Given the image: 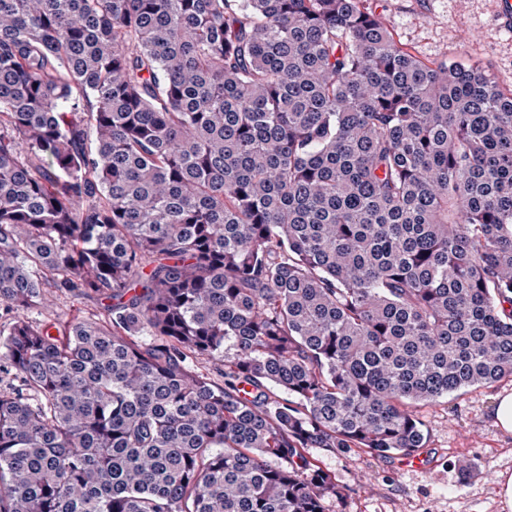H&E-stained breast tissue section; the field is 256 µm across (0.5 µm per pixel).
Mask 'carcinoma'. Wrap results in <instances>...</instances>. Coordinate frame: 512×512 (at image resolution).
<instances>
[{"instance_id":"cac0c4a2","label":"carcinoma","mask_w":512,"mask_h":512,"mask_svg":"<svg viewBox=\"0 0 512 512\" xmlns=\"http://www.w3.org/2000/svg\"><path fill=\"white\" fill-rule=\"evenodd\" d=\"M366 2L0 0V512H326L512 378V88ZM53 304L48 307L33 308L25 311V317L32 322L66 321L73 317L98 318L100 305L93 298L70 294H54Z\"/></svg>"}]
</instances>
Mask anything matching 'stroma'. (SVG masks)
<instances>
[{
    "mask_svg": "<svg viewBox=\"0 0 512 512\" xmlns=\"http://www.w3.org/2000/svg\"><path fill=\"white\" fill-rule=\"evenodd\" d=\"M500 0H368L389 24L395 39L425 60L485 66L497 83L512 87V31L498 20ZM95 299L56 295L52 305L26 311L29 321L96 318ZM512 392V379L472 387L418 407L429 435L427 471L393 455L362 452L312 454L336 477L346 498L328 504L329 512H499L498 473L512 471V435L490 418L496 395Z\"/></svg>",
    "mask_w": 512,
    "mask_h": 512,
    "instance_id": "35a3bbf8",
    "label": "stroma"
}]
</instances>
